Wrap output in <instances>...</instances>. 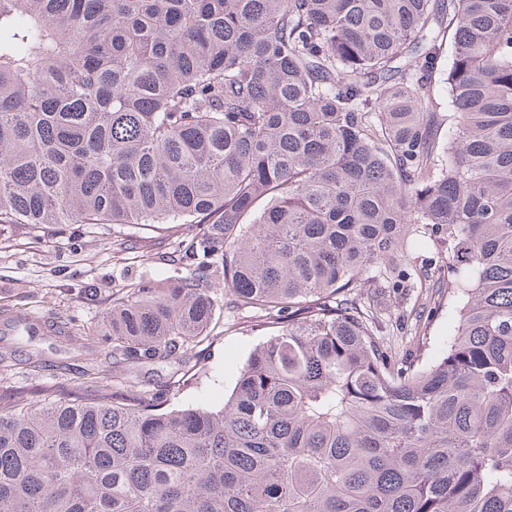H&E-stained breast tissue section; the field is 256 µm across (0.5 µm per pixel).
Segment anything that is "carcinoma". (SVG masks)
<instances>
[{
  "mask_svg": "<svg viewBox=\"0 0 512 512\" xmlns=\"http://www.w3.org/2000/svg\"><path fill=\"white\" fill-rule=\"evenodd\" d=\"M451 36L439 143V35ZM448 341L378 337L409 224ZM185 224L112 297L91 384L3 385L0 512H512V0H0V226ZM280 326L218 410L116 369Z\"/></svg>",
  "mask_w": 512,
  "mask_h": 512,
  "instance_id": "1",
  "label": "carcinoma"
}]
</instances>
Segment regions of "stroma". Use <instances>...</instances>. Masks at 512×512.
<instances>
[{"mask_svg":"<svg viewBox=\"0 0 512 512\" xmlns=\"http://www.w3.org/2000/svg\"><path fill=\"white\" fill-rule=\"evenodd\" d=\"M176 244L161 230L137 225L73 224L58 229L24 225L0 228V352L12 356L10 384L25 390L34 384L85 383L95 362L78 338L98 330L112 306V294L131 283L179 275ZM448 262L444 248L420 224L409 225L401 265L412 282L436 291ZM210 294L215 319L209 338L198 348L200 369L176 393L174 408H219L262 334L250 330L247 314L229 309L223 283ZM385 344L413 360L438 358L448 337L447 296L438 295L435 311L411 319L416 294L406 288L383 289Z\"/></svg>","mask_w":512,"mask_h":512,"instance_id":"35a3bbf8","label":"stroma"}]
</instances>
